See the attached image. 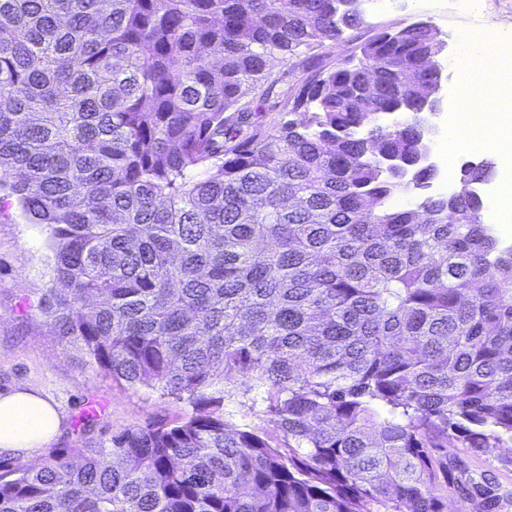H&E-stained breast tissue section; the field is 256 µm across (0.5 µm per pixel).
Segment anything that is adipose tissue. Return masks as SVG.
Masks as SVG:
<instances>
[{"label": "adipose tissue", "mask_w": 512, "mask_h": 512, "mask_svg": "<svg viewBox=\"0 0 512 512\" xmlns=\"http://www.w3.org/2000/svg\"><path fill=\"white\" fill-rule=\"evenodd\" d=\"M482 86L472 75L463 77L459 107L465 118L449 129L448 152L478 148L511 161L512 126L484 115ZM62 427L63 416L50 396L23 388L0 392V454L31 459L35 449L61 434Z\"/></svg>", "instance_id": "adipose-tissue-1"}]
</instances>
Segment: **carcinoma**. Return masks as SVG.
<instances>
[{"instance_id":"cac0c4a2","label":"carcinoma","mask_w":512,"mask_h":512,"mask_svg":"<svg viewBox=\"0 0 512 512\" xmlns=\"http://www.w3.org/2000/svg\"><path fill=\"white\" fill-rule=\"evenodd\" d=\"M339 2L0 0V187L55 242L42 309L191 408L0 471V512H463L448 449L512 444L489 171L393 203L438 175L418 158L441 39L362 40ZM274 61L303 74L272 105L298 121L248 100L274 98Z\"/></svg>"}]
</instances>
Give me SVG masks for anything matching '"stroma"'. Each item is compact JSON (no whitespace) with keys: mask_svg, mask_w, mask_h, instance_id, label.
Segmentation results:
<instances>
[{"mask_svg":"<svg viewBox=\"0 0 512 512\" xmlns=\"http://www.w3.org/2000/svg\"><path fill=\"white\" fill-rule=\"evenodd\" d=\"M431 22L447 43L439 59L446 80L443 98L458 87L469 61L461 37L467 33L512 40V0H374L361 35L372 26L400 28ZM53 240L49 229L31 223L9 191H0V390L29 388L51 396L65 419L62 434L36 450L31 465L48 453L106 439L125 428L168 424L187 412L184 404L154 390L115 382L79 346L58 336L41 308L52 285ZM450 466L487 478L499 487L496 512H512V446L452 448Z\"/></svg>","mask_w":512,"mask_h":512,"instance_id":"obj_1","label":"stroma"}]
</instances>
